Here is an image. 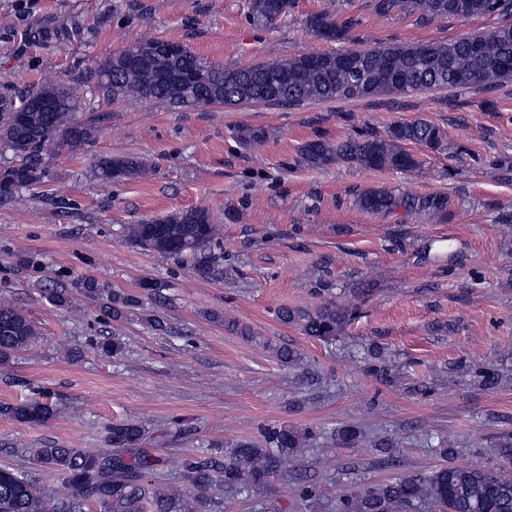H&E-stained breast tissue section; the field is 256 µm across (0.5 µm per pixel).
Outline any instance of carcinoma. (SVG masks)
I'll return each mask as SVG.
<instances>
[{
	"mask_svg": "<svg viewBox=\"0 0 512 512\" xmlns=\"http://www.w3.org/2000/svg\"><path fill=\"white\" fill-rule=\"evenodd\" d=\"M290 0H249V17L255 26L267 27L288 10ZM376 10H393L416 15L422 21L467 18L490 13H512V0H376ZM308 29L327 41L347 38L350 24L336 21V13L324 10L307 19ZM162 40L143 38L115 52L94 72V95L109 103L141 99L171 109L198 110L214 105H241L268 102L272 105H300L308 101H329L340 97V89L357 82L367 84L362 97H374L403 90L493 88L512 80V24L489 33H472L451 39L374 48H354L346 53L359 61L356 68L338 63L340 53L321 55L317 64L310 55L298 54L246 68L212 65L190 49L178 58L159 52ZM143 57L134 69L124 65L129 50ZM201 66L207 69L206 83L193 88L178 78L182 71ZM86 85L72 80H47L34 93L25 95L7 112L0 113V143L18 158L0 168V200L15 198L22 190L40 181V156L63 148L75 150L96 130L99 118H85ZM52 104L50 112L33 107ZM446 133L425 121L392 125L386 136L367 134L333 143L320 136L306 142L301 159L310 166L344 162L373 169L390 168L415 172L424 161L404 148L407 142L440 150ZM141 157H101L94 177L103 182L128 178L143 171ZM359 206L374 213L443 215L448 197H416L388 190H369L359 195ZM132 243L159 254L191 259L194 273L206 279L213 274L212 244L220 235L219 225L205 208H190L160 217L144 219L124 227ZM139 300L112 295V319L118 321L126 309ZM358 306L321 301L312 313L282 309L281 321L298 324L305 335L327 344L338 340L344 326L356 317ZM39 335L36 326L11 301L0 298V362L9 361ZM279 361L296 367L300 353L278 347ZM367 370L379 381H393L392 363L384 347L369 343L363 347ZM479 387L492 389L507 380V372L494 367L473 370ZM50 395L36 390L22 403L0 405V414L21 423H40L53 412ZM145 429L135 421L112 424L108 447L96 455L79 448L54 446L29 448L33 463L58 473L61 491L37 488V474L0 467V512H224V498L209 494L219 485L226 492L247 497L260 490L274 474L291 476L302 501H315L320 486L308 477L292 473L293 459L300 448L316 437V431L288 424L261 428L260 442L241 441L224 452V458L190 457L184 461L185 479L198 491L189 500L176 492L162 490L153 475L157 460L143 447ZM363 432L354 424H344L330 433L335 444L355 447ZM500 468L448 466L425 476L395 478L343 493L334 512H408L410 508L437 505L448 512H512V434L498 436L495 443Z\"/></svg>",
	"mask_w": 512,
	"mask_h": 512,
	"instance_id": "obj_1",
	"label": "carcinoma"
}]
</instances>
